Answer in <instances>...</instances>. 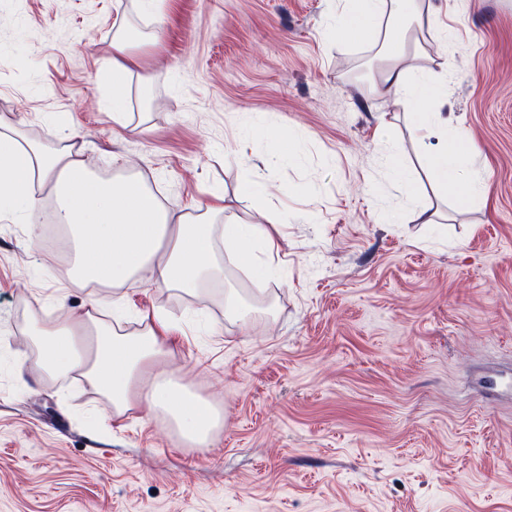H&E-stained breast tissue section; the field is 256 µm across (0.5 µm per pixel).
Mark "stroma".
<instances>
[{
    "label": "stroma",
    "mask_w": 512,
    "mask_h": 512,
    "mask_svg": "<svg viewBox=\"0 0 512 512\" xmlns=\"http://www.w3.org/2000/svg\"><path fill=\"white\" fill-rule=\"evenodd\" d=\"M422 7L436 22L405 64L447 90L406 102L372 87L389 20L336 40L346 0H0V119L97 177H141L176 212L225 196L280 242L268 316L228 259L196 298L69 288L46 224L0 211V512H512V389L498 387L512 380V0ZM120 32L136 64L116 121ZM407 112L463 129L486 197L437 196ZM279 139L292 152L276 162ZM226 287L244 323L225 320ZM94 297L107 322L181 320L180 382L224 417L209 447L163 411L116 418L80 375L40 371L32 324Z\"/></svg>",
    "instance_id": "1"
}]
</instances>
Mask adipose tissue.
<instances>
[{"instance_id":"ef3b65f1","label":"adipose tissue","mask_w":512,"mask_h":512,"mask_svg":"<svg viewBox=\"0 0 512 512\" xmlns=\"http://www.w3.org/2000/svg\"><path fill=\"white\" fill-rule=\"evenodd\" d=\"M384 16L402 29L403 38L392 44L377 91L410 100L442 96L441 80L413 79L398 66L414 30L432 23L417 0H354L335 35L359 39ZM408 118L440 191L463 205L487 192L486 177L468 165L473 147L461 130L441 126L434 112H412ZM37 180L52 184L57 193L53 221L68 231L73 255L69 283L74 288L161 284L197 297L206 284L224 278L216 260L218 242L231 245L236 261L260 278L279 251L272 227L265 224L231 220L214 230L208 217L225 212L220 201L196 205L191 214H174L143 179H100L71 150L22 143L14 126L0 122V210L35 209L32 186ZM101 306V299L94 298L80 317L34 324L43 344L41 369L81 373L101 391L113 416L160 409L182 438L208 444L221 415L212 400L177 380L170 348L177 320L157 311L140 316L136 330L119 325L107 330L99 319Z\"/></svg>"}]
</instances>
